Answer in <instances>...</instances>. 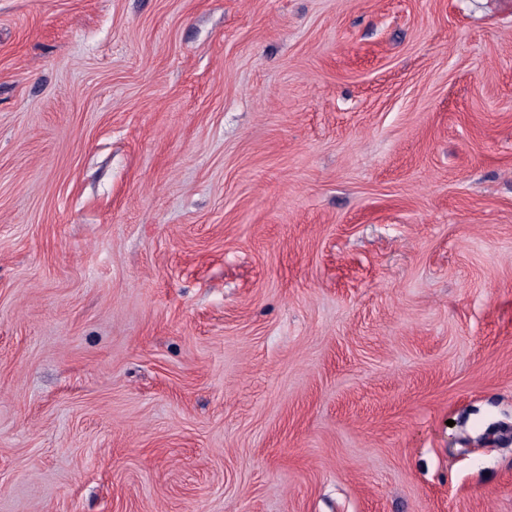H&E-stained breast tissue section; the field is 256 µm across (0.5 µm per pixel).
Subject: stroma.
I'll return each instance as SVG.
<instances>
[{"label":"stroma","mask_w":512,"mask_h":512,"mask_svg":"<svg viewBox=\"0 0 512 512\" xmlns=\"http://www.w3.org/2000/svg\"><path fill=\"white\" fill-rule=\"evenodd\" d=\"M0 512H512V0H0Z\"/></svg>","instance_id":"35a3bbf8"}]
</instances>
